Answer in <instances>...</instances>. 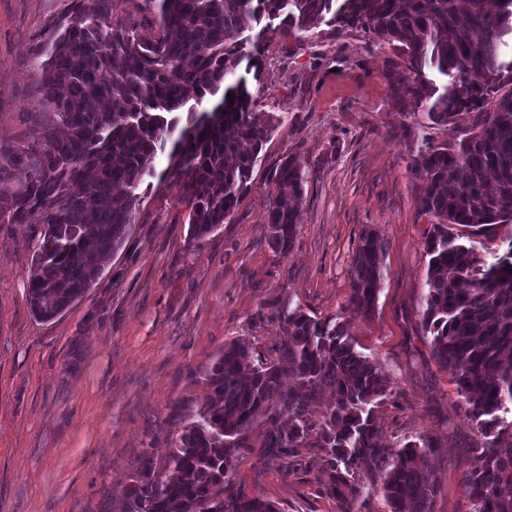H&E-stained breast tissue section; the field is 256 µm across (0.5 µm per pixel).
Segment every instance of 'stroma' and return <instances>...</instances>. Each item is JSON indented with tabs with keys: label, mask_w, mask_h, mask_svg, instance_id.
<instances>
[{
	"label": "stroma",
	"mask_w": 512,
	"mask_h": 512,
	"mask_svg": "<svg viewBox=\"0 0 512 512\" xmlns=\"http://www.w3.org/2000/svg\"><path fill=\"white\" fill-rule=\"evenodd\" d=\"M70 0H0V144L22 145L36 62L32 47ZM366 34L320 26L267 34L258 108L279 126L264 146L249 193L230 220L188 238V204L177 178L156 174L122 248L99 280L59 317L37 320L26 280L33 242L0 224V512H121L143 458L164 463L209 392L225 346L275 359L282 309L342 318L355 348L390 381L376 408L383 446L430 440L436 475L431 512H472L464 483L479 461L464 402L430 353L421 328L436 216L417 208L410 174L424 144L458 131L432 124L401 86L398 58L367 50ZM297 154L306 182L290 253L268 245L269 169ZM383 246L382 288L362 314L349 303L361 236ZM287 417L262 418L224 478L228 492L260 495L281 512H346L324 485L323 455L299 448L289 472L269 446Z\"/></svg>",
	"instance_id": "stroma-1"
}]
</instances>
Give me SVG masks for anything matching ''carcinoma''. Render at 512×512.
<instances>
[{"mask_svg":"<svg viewBox=\"0 0 512 512\" xmlns=\"http://www.w3.org/2000/svg\"><path fill=\"white\" fill-rule=\"evenodd\" d=\"M309 32L361 30L367 48L388 45L402 85L430 122L457 128L454 143L428 144L412 159L417 206L443 220L425 242L422 312L436 362L463 396L482 464L466 481L473 512H512V448L500 445L512 412V238L489 261L458 242L457 226L482 235L512 222V0H70L41 30L24 145L0 150V224H22L35 241L28 272L33 315L50 321L92 287L128 238L144 175L164 152L177 161L189 205V239L224 223L248 193L277 118L257 111L247 76L259 80L261 42L272 22ZM234 95V101L227 99ZM269 246L292 248L305 174L297 155L269 172ZM382 244L369 231L353 259L349 304L373 310ZM284 359L252 362L232 343L214 365L195 419L157 469L145 459L129 477L123 512H281L260 496L224 495V476L246 431L286 412L270 447L301 469L297 448L314 438L328 490L362 496V461L380 474L390 512H431L435 477L426 449L378 440L375 407L390 382L356 351L342 320L297 307L284 316ZM298 379L294 391L282 377ZM332 395L318 411L320 396Z\"/></svg>","mask_w":512,"mask_h":512,"instance_id":"1","label":"carcinoma"}]
</instances>
